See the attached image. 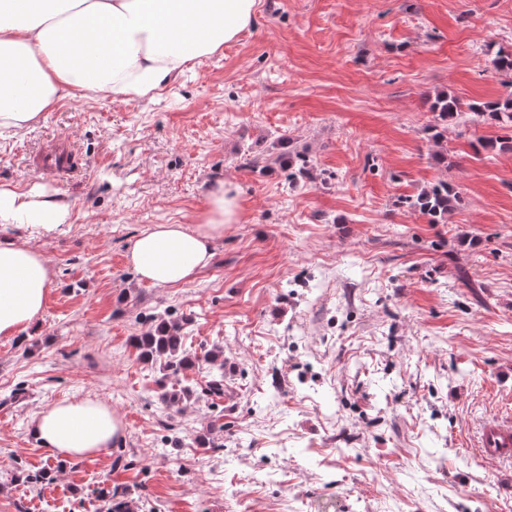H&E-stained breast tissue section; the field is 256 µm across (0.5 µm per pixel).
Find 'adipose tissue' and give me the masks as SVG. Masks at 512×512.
Here are the masks:
<instances>
[{"label": "adipose tissue", "mask_w": 512, "mask_h": 512, "mask_svg": "<svg viewBox=\"0 0 512 512\" xmlns=\"http://www.w3.org/2000/svg\"><path fill=\"white\" fill-rule=\"evenodd\" d=\"M0 0V128L22 129L71 97L123 102L164 88L197 58L220 51L253 22L257 0ZM239 195L221 186L193 224H156L127 260L160 287L191 281L214 257L224 227L239 221ZM69 203L0 187V223H64ZM52 268L35 247L0 242V336L42 315ZM31 432L50 456L78 460L106 451L124 432L97 398L62 399L40 411Z\"/></svg>", "instance_id": "ef3b65f1"}]
</instances>
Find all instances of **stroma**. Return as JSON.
I'll use <instances>...</instances> for the list:
<instances>
[{"mask_svg": "<svg viewBox=\"0 0 512 512\" xmlns=\"http://www.w3.org/2000/svg\"><path fill=\"white\" fill-rule=\"evenodd\" d=\"M512 0H259L252 26L154 97L77 96L0 129V185L71 205L1 224L55 276L40 321L0 337V512H512V462L476 446L512 418V151L491 121L431 105L512 95ZM73 154L77 171L46 169ZM445 181L442 224L408 204ZM241 221L179 287L139 281L130 242L183 224L221 184ZM201 360L143 362L152 317ZM223 350L224 398L173 407ZM125 431L77 462L30 431L64 398ZM58 466L50 484L26 475ZM460 100L451 94H439L432 104V111L439 112L438 116L441 120L452 121L462 118L466 112L462 111Z\"/></svg>", "mask_w": 512, "mask_h": 512, "instance_id": "35a3bbf8", "label": "stroma"}]
</instances>
